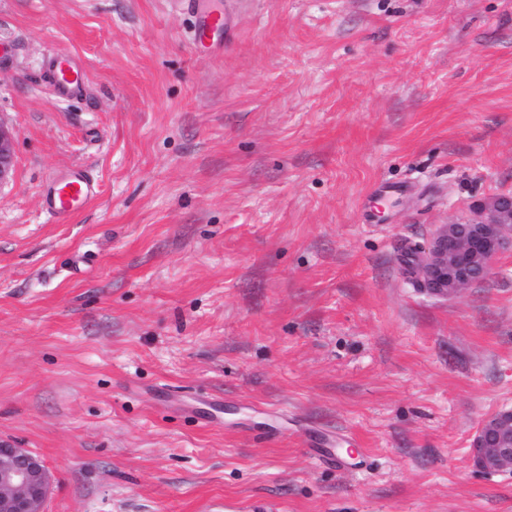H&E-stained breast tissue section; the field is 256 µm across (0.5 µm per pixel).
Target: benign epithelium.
<instances>
[{
  "label": "benign epithelium",
  "instance_id": "obj_1",
  "mask_svg": "<svg viewBox=\"0 0 512 512\" xmlns=\"http://www.w3.org/2000/svg\"><path fill=\"white\" fill-rule=\"evenodd\" d=\"M14 131L0 122V184L14 169ZM512 249V193L476 202L466 219L439 225L419 247L416 277L422 293L457 297L489 273L493 260ZM472 466L512 473V409L485 418L470 439ZM51 475L26 448L0 441V512H44Z\"/></svg>",
  "mask_w": 512,
  "mask_h": 512
}]
</instances>
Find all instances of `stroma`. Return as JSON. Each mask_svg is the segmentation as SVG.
<instances>
[{
	"label": "stroma",
	"instance_id": "obj_1",
	"mask_svg": "<svg viewBox=\"0 0 512 512\" xmlns=\"http://www.w3.org/2000/svg\"><path fill=\"white\" fill-rule=\"evenodd\" d=\"M0 119V440L45 512H512L468 455L512 252L451 299L403 264L512 192V0H0ZM52 86L59 98H67L85 84L84 70L68 56H54L51 64ZM14 131L0 121V185L6 182L14 169ZM98 194V184L77 168L50 182L42 192V205L57 222H65Z\"/></svg>",
	"mask_w": 512,
	"mask_h": 512
}]
</instances>
